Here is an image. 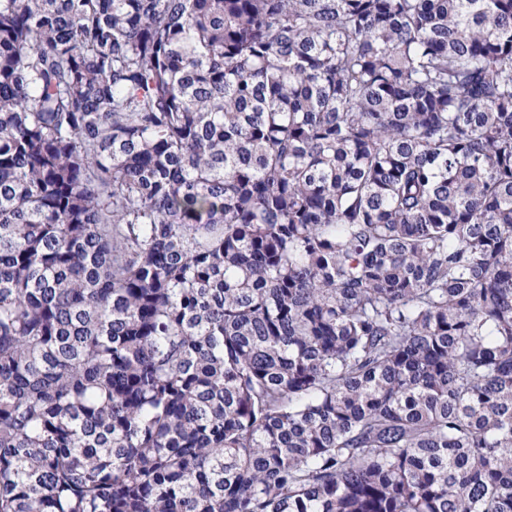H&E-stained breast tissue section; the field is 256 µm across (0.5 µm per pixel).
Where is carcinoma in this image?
I'll return each mask as SVG.
<instances>
[{"instance_id":"carcinoma-1","label":"carcinoma","mask_w":512,"mask_h":512,"mask_svg":"<svg viewBox=\"0 0 512 512\" xmlns=\"http://www.w3.org/2000/svg\"><path fill=\"white\" fill-rule=\"evenodd\" d=\"M0 512H512V0H0Z\"/></svg>"}]
</instances>
